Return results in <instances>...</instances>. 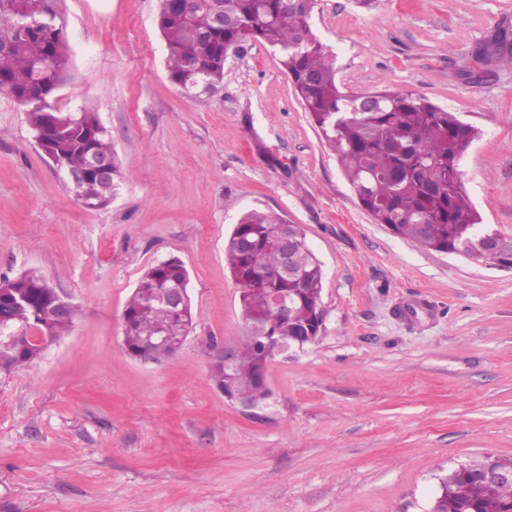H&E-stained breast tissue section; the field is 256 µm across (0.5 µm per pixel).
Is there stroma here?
Segmentation results:
<instances>
[{"mask_svg": "<svg viewBox=\"0 0 512 512\" xmlns=\"http://www.w3.org/2000/svg\"><path fill=\"white\" fill-rule=\"evenodd\" d=\"M56 94L97 112L123 178L90 210L0 97V278L44 277L68 336L0 379V512H428L448 469L512 458V269L422 249L374 223L279 56L252 42L199 104L170 82L158 0H57ZM512 0H317L340 91L411 92L479 135L461 161L484 224L512 238V69L475 46ZM300 225L323 264L325 328L268 366L249 414L209 353L243 332L224 243L248 210ZM189 272L193 326L159 362L123 348L150 265Z\"/></svg>", "mask_w": 512, "mask_h": 512, "instance_id": "35a3bbf8", "label": "stroma"}]
</instances>
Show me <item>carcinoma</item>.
<instances>
[{
    "instance_id": "carcinoma-1",
    "label": "carcinoma",
    "mask_w": 512,
    "mask_h": 512,
    "mask_svg": "<svg viewBox=\"0 0 512 512\" xmlns=\"http://www.w3.org/2000/svg\"><path fill=\"white\" fill-rule=\"evenodd\" d=\"M316 0H209L204 6L178 0H159L158 28L168 49L170 81L181 86L195 79L216 88L224 79L229 54L257 41L280 54L304 109L309 112L329 148L336 155L361 207L377 224L415 241L426 250L442 252L484 233L481 216L463 189L460 160L477 130L455 113L411 92L386 86L371 92L374 104L341 92L336 86V54L311 28ZM224 13V26L214 24L213 12ZM512 68V29L499 28L478 51ZM68 63V43L54 0H0V96L27 108L35 132L51 131L49 151L63 168H82L93 151L112 159V183L119 186L121 166L108 131L98 115L78 109L77 121L64 122L54 100ZM284 219L258 209L246 211L224 244L231 276L239 288L244 331L237 345V386L263 398L256 380L266 362L265 339L254 327L284 343H295L321 302L322 263L306 249L296 258L305 287L278 275L281 258L266 245L267 230ZM512 259V239L500 238L499 253L480 261L499 264ZM188 278L175 258L146 269L129 297L123 321L125 352L160 362L173 355L161 340L178 336L183 322L174 319L160 298ZM10 287L28 298L14 310V323L35 326L45 340L57 341L71 326L54 318L53 288L40 275L24 273L10 279ZM277 289L293 299L292 316L276 317L270 305ZM43 346L27 338L0 343V379L39 359ZM443 484L440 512H512V484L477 486L472 470Z\"/></svg>"
}]
</instances>
